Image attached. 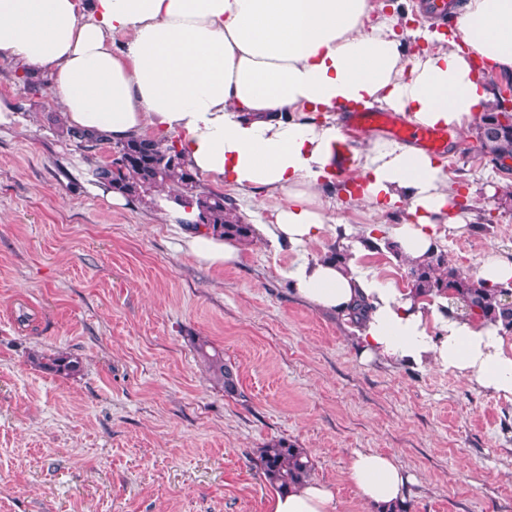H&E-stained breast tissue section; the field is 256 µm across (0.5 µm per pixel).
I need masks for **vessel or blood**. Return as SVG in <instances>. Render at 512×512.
<instances>
[{
  "label": "vessel or blood",
  "mask_w": 512,
  "mask_h": 512,
  "mask_svg": "<svg viewBox=\"0 0 512 512\" xmlns=\"http://www.w3.org/2000/svg\"><path fill=\"white\" fill-rule=\"evenodd\" d=\"M340 120L358 130L387 131L396 139L414 143L427 153L441 155L448 149L447 129L417 125L403 113L362 107L342 114Z\"/></svg>",
  "instance_id": "1"
}]
</instances>
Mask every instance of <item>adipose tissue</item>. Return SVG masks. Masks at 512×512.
I'll return each instance as SVG.
<instances>
[{"label":"adipose tissue","instance_id":"adipose-tissue-1","mask_svg":"<svg viewBox=\"0 0 512 512\" xmlns=\"http://www.w3.org/2000/svg\"><path fill=\"white\" fill-rule=\"evenodd\" d=\"M117 33L128 37L120 49ZM409 35L375 0H0V54L51 78L67 126L114 142L173 134L205 180L284 192L254 233L297 251L329 222L321 198L345 158L337 113L376 105L460 131L492 100L475 59L512 73V0H465L452 35L424 32L433 49L409 53ZM354 161L360 203L412 214L391 234L410 260L435 250L439 225L475 219L451 213L443 163L414 146L377 139ZM180 248L209 268L240 260L233 238L202 228L183 234ZM360 251L302 259L287 272L296 295L345 320L366 301L353 327L362 360L437 366L512 396V344L500 324L366 276ZM347 477L376 512H395L412 482L394 457L369 450L353 452ZM268 508L336 512V493L311 479L273 492Z\"/></svg>","mask_w":512,"mask_h":512}]
</instances>
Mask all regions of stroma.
I'll use <instances>...</instances> for the list:
<instances>
[{"label": "stroma", "mask_w": 512, "mask_h": 512, "mask_svg": "<svg viewBox=\"0 0 512 512\" xmlns=\"http://www.w3.org/2000/svg\"><path fill=\"white\" fill-rule=\"evenodd\" d=\"M0 512H267L273 492L258 450L284 439L311 476L332 485L336 512H370L347 479L353 451L391 455L414 482L405 512H512V399L435 367L364 363L350 331L296 296L286 271L329 251L261 240L216 271L177 248L158 207L120 208L91 193L105 145L82 148L58 131L50 94L27 93L0 57ZM444 159L490 230L438 227L436 246L468 271L488 251L512 253V174L494 169L474 131ZM344 176L322 197L355 239L389 236L406 208L345 205ZM224 194L247 223H265L280 191ZM367 275L406 290L388 251L362 249ZM208 339L238 378L216 389L193 350ZM63 354L78 374L36 367Z\"/></svg>", "instance_id": "35a3bbf8"}]
</instances>
